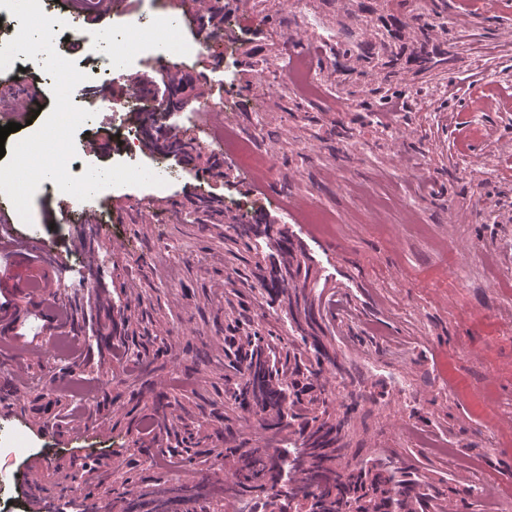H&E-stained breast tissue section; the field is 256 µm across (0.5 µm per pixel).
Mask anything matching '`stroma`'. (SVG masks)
<instances>
[{"label": "stroma", "instance_id": "obj_1", "mask_svg": "<svg viewBox=\"0 0 512 512\" xmlns=\"http://www.w3.org/2000/svg\"><path fill=\"white\" fill-rule=\"evenodd\" d=\"M123 2L67 52L78 70L127 16H181L190 0ZM240 2L223 0L233 20L222 41L211 42L195 21L179 29L183 42L211 43L210 53L139 54L110 85L90 78L77 87L82 107L94 113L75 135L82 165L121 163L118 141L101 133L113 109L131 83L177 70L192 85L167 121L196 153L175 161L141 144L139 164L165 186L111 187L75 201L52 184L34 195L31 223L16 221L20 245L50 249V285L39 303L28 302L17 285L30 266L14 258L0 266V317L10 320L0 342V429L23 439L0 456V512H56L80 492L109 504L131 487L193 484L205 468L192 452L224 447L232 436L263 445L262 425L244 421L224 399L236 388L228 362L252 352L250 335L288 348L287 319L256 287L269 259L224 218H184L198 199L220 200L232 215L253 195L255 219L287 230L340 307L332 343L361 368L375 400L366 425L351 433L352 448L364 457L396 452L444 478L452 501L479 480L512 487V434L492 436L512 418V0H406L410 27L435 10L445 25L434 36L443 62L424 73L362 61L385 0L371 15L347 13L340 0H248L243 15ZM274 13L287 24L271 21ZM345 28L353 34L351 60L333 52ZM228 46L236 50L229 63ZM287 53L311 58L327 96L291 90L281 98L246 87L250 63L273 68ZM228 64L236 73L229 85ZM385 94L390 104L378 106ZM202 100L231 101L234 133L272 163L265 189L207 144L209 113L189 109ZM301 197L329 223L285 212L283 199ZM69 201L92 209L94 222H61ZM78 238L96 267L73 249ZM57 306L66 317L60 329L49 323ZM108 311L131 359L113 357L97 336ZM62 330L75 344L60 360L53 345ZM33 348L41 357L19 396L11 370ZM75 379L95 386L92 402L65 392ZM160 414L166 427L143 429ZM39 464L46 473L33 489L17 469Z\"/></svg>", "mask_w": 512, "mask_h": 512}]
</instances>
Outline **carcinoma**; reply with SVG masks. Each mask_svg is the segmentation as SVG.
<instances>
[{"instance_id":"cac0c4a2","label":"carcinoma","mask_w":512,"mask_h":512,"mask_svg":"<svg viewBox=\"0 0 512 512\" xmlns=\"http://www.w3.org/2000/svg\"><path fill=\"white\" fill-rule=\"evenodd\" d=\"M392 2L395 9L381 18L383 30L368 43L372 53L365 60L388 67L403 60L418 73L432 69L437 64L433 35L444 28L439 13L413 31V48L406 55L405 0ZM146 140L166 154H190L185 141L169 144L150 132ZM243 235L264 237L277 252V262L259 277L258 287L280 299L292 338L282 357L277 346H264L263 338L254 336L255 357L231 365L240 382L230 406L275 428L288 447L268 443L263 448L213 449L204 460L213 480L192 487L164 485L147 493L127 490L121 496L122 512H209L207 504L234 499L247 487L256 492L251 512H444V479L399 466L393 457L358 459L349 454L352 421L369 397L355 389L359 369L339 360L321 338L323 294L314 296L309 290L310 267L282 229L258 223ZM330 378L340 388L338 402L325 395Z\"/></svg>"}]
</instances>
